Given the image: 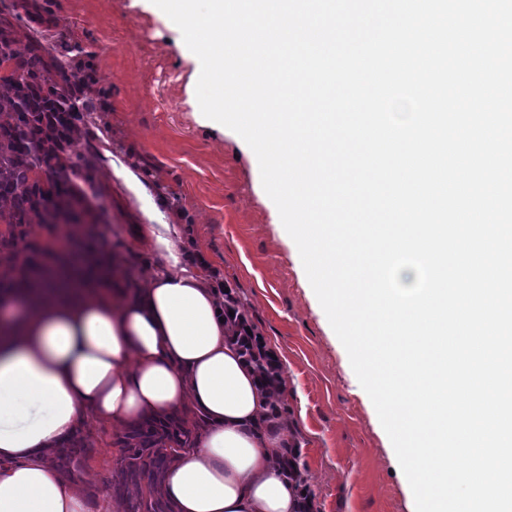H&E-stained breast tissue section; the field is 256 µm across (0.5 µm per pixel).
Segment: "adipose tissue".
Returning <instances> with one entry per match:
<instances>
[{"label":"adipose tissue","instance_id":"ef3b65f1","mask_svg":"<svg viewBox=\"0 0 512 512\" xmlns=\"http://www.w3.org/2000/svg\"><path fill=\"white\" fill-rule=\"evenodd\" d=\"M0 512H86L46 458L86 420L129 425L193 406L208 428L168 468L176 512H300L280 463L297 444L224 333L212 289L171 257L134 293L100 276L0 302Z\"/></svg>","mask_w":512,"mask_h":512}]
</instances>
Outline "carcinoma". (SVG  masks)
Masks as SVG:
<instances>
[{"mask_svg":"<svg viewBox=\"0 0 512 512\" xmlns=\"http://www.w3.org/2000/svg\"><path fill=\"white\" fill-rule=\"evenodd\" d=\"M33 5L11 0L3 5L15 19L32 17ZM20 31L0 17V61L14 64L7 77H0V297L29 294L30 274L40 260L54 252V243L33 237V225L50 230L59 222L77 217L75 205L91 212L86 194L75 180L90 178L97 164V151L90 139L77 148V136L84 113L98 111V105L83 96V85L93 73L91 62L75 60L71 53L82 49L66 42L45 46L28 39L26 52L19 50ZM224 313V329L236 339L261 384L270 392L271 412L288 419L282 401L277 360L265 348L247 313L238 322ZM204 420L187 415L165 422L148 419L128 426L119 437L122 454L117 459L121 479L112 484V497L124 504L123 512H175L161 494L169 465L180 454L195 447ZM93 444L83 435L61 443L52 463L70 475ZM137 489L125 498L128 487Z\"/></svg>","mask_w":512,"mask_h":512,"instance_id":"obj_1","label":"carcinoma"}]
</instances>
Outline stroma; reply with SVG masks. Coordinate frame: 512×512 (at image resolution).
<instances>
[{
	"label": "stroma",
	"instance_id": "obj_1",
	"mask_svg": "<svg viewBox=\"0 0 512 512\" xmlns=\"http://www.w3.org/2000/svg\"><path fill=\"white\" fill-rule=\"evenodd\" d=\"M37 2L49 13L46 40L95 55L93 97L105 109L93 115V185L106 195L108 246L132 284L169 261L151 225H176L177 251L194 245L238 288L281 365L313 512H414L391 441L263 189L254 152L200 110V61L179 28L152 0ZM122 431L94 420L83 426L94 447L73 478L89 512H122L110 494Z\"/></svg>",
	"mask_w": 512,
	"mask_h": 512
}]
</instances>
